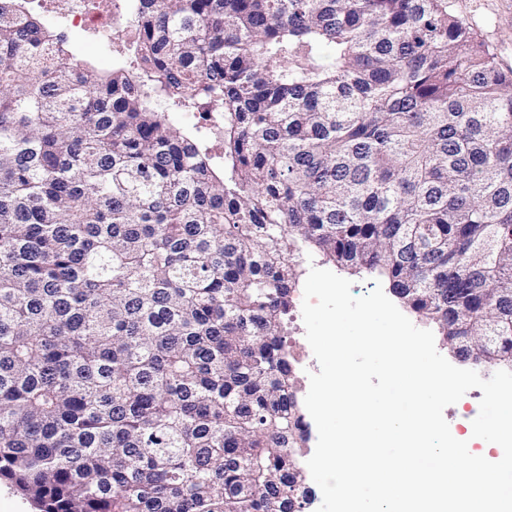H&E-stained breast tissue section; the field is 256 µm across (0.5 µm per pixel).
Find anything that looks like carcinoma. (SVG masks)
I'll list each match as a JSON object with an SVG mask.
<instances>
[{"label":"carcinoma","mask_w":512,"mask_h":512,"mask_svg":"<svg viewBox=\"0 0 512 512\" xmlns=\"http://www.w3.org/2000/svg\"><path fill=\"white\" fill-rule=\"evenodd\" d=\"M0 0V481L38 512H305L282 317L314 251L512 367V72L448 0ZM220 112L224 163L157 106ZM57 1L59 3L55 8L35 6L32 11L47 26L66 35L68 43L76 48L78 59L91 63L105 73L118 64L129 65L126 58L112 54L111 47L88 39L77 31L62 28L60 20L65 12L69 27L112 45L118 38L127 39L133 33L135 15L129 6L131 0H68V7L65 3L67 0Z\"/></svg>","instance_id":"carcinoma-1"}]
</instances>
